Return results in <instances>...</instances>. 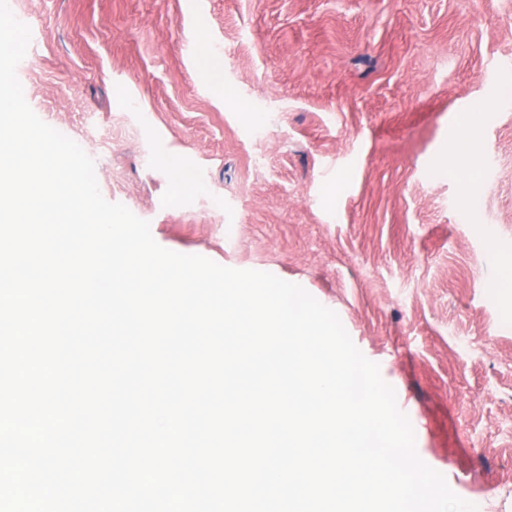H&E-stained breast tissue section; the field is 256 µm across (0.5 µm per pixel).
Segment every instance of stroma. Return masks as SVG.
Masks as SVG:
<instances>
[{
	"label": "stroma",
	"mask_w": 512,
	"mask_h": 512,
	"mask_svg": "<svg viewBox=\"0 0 512 512\" xmlns=\"http://www.w3.org/2000/svg\"><path fill=\"white\" fill-rule=\"evenodd\" d=\"M9 6L31 31L25 98L104 198L165 249L335 311L422 461L512 512V0ZM486 105L473 159L449 162Z\"/></svg>",
	"instance_id": "1"
}]
</instances>
